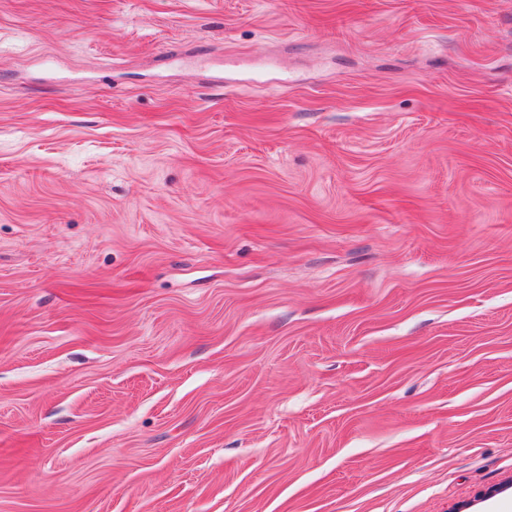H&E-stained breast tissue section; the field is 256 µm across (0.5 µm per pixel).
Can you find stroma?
<instances>
[{
	"instance_id": "obj_1",
	"label": "stroma",
	"mask_w": 512,
	"mask_h": 512,
	"mask_svg": "<svg viewBox=\"0 0 512 512\" xmlns=\"http://www.w3.org/2000/svg\"><path fill=\"white\" fill-rule=\"evenodd\" d=\"M0 512H512V0H0Z\"/></svg>"
}]
</instances>
